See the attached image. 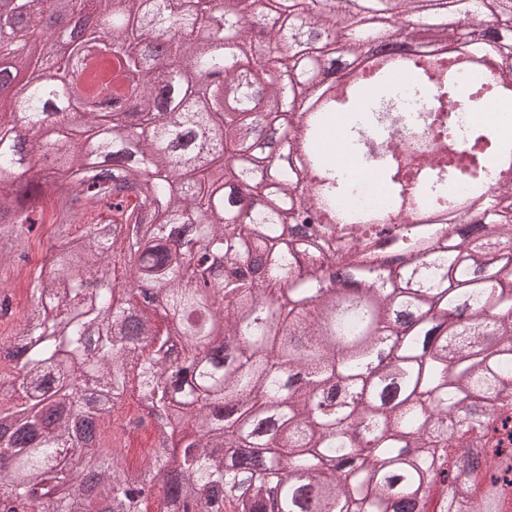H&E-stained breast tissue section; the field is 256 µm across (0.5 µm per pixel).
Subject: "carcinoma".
<instances>
[{"mask_svg":"<svg viewBox=\"0 0 512 512\" xmlns=\"http://www.w3.org/2000/svg\"><path fill=\"white\" fill-rule=\"evenodd\" d=\"M56 2L20 0L24 18L0 26L21 48L0 83L30 74L0 111V214L16 218L0 222V268L39 224L65 241L0 334V512H150L157 485L160 512H512V185L472 210L469 233L381 241L353 217L343 259L336 225L307 232L345 189L331 157L315 154L311 184L252 149L279 130L323 139L363 93L293 128L278 72L332 68L338 28L358 51L392 25L355 20L350 0H294L286 18L280 0H69L61 57L44 27ZM444 2L486 47L512 44L498 0ZM392 10L453 37L434 0ZM220 69L224 85H200ZM402 73L441 108L464 80L494 95L475 71ZM393 74L373 78L372 125ZM502 152L512 139L478 126L463 152L395 157L384 177H460L467 195L438 204L452 212ZM38 162L46 174L21 182ZM102 211L120 232L101 235ZM338 266L348 276L326 280ZM130 391L166 421L138 469L99 451L110 424L132 437L151 421L123 414Z\"/></svg>","mask_w":512,"mask_h":512,"instance_id":"obj_1","label":"carcinoma"}]
</instances>
